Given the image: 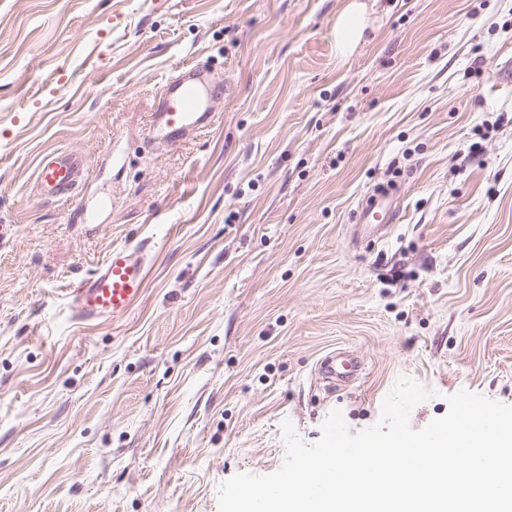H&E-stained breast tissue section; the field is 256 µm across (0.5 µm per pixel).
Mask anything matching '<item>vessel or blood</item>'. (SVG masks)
I'll return each mask as SVG.
<instances>
[{"instance_id": "vessel-or-blood-1", "label": "vessel or blood", "mask_w": 512, "mask_h": 512, "mask_svg": "<svg viewBox=\"0 0 512 512\" xmlns=\"http://www.w3.org/2000/svg\"><path fill=\"white\" fill-rule=\"evenodd\" d=\"M217 92L207 69L193 66L165 80L148 130L155 146H172L210 127L218 113ZM84 173L81 160L66 152L43 155L37 165L36 181L49 198L74 192ZM396 202L390 188L381 189L361 207L359 227L378 235L379 227L392 223ZM148 257L135 245L112 247L93 276L81 280L69 293L73 321L91 324L127 314L142 298L146 288ZM359 359L345 350L324 356L318 374L328 386L358 377Z\"/></svg>"}]
</instances>
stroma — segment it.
<instances>
[{
    "instance_id": "obj_1",
    "label": "stroma",
    "mask_w": 512,
    "mask_h": 512,
    "mask_svg": "<svg viewBox=\"0 0 512 512\" xmlns=\"http://www.w3.org/2000/svg\"><path fill=\"white\" fill-rule=\"evenodd\" d=\"M194 64L219 118L152 148ZM57 150L88 178L50 200ZM387 184L393 224L354 236ZM116 244L149 255L142 299L74 323ZM339 348L363 370L330 393ZM403 375L438 392L415 429L462 390L512 404V0H0V512H219L284 421L362 430ZM357 13L352 5L344 11L336 22V37L342 44L351 43L359 34L360 27L356 24Z\"/></svg>"
}]
</instances>
